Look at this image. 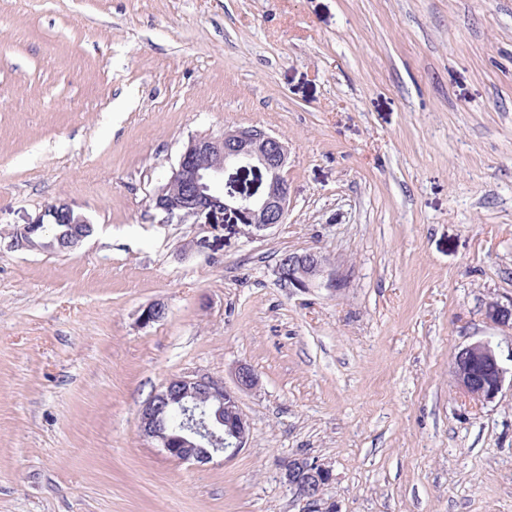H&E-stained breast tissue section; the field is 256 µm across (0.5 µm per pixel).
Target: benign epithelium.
Listing matches in <instances>:
<instances>
[{"instance_id": "benign-epithelium-1", "label": "benign epithelium", "mask_w": 512, "mask_h": 512, "mask_svg": "<svg viewBox=\"0 0 512 512\" xmlns=\"http://www.w3.org/2000/svg\"><path fill=\"white\" fill-rule=\"evenodd\" d=\"M288 144L280 136L257 126L224 127L219 136L189 138L170 176L149 196V207L180 224H221L228 214L236 224L251 227L249 238L261 239L286 223L289 211ZM234 169L252 172L253 186L242 192L224 191V175ZM51 224H86L88 220L65 203L44 212ZM44 221L12 232L11 246L33 250L40 247L38 232ZM277 276L289 289L306 290L323 281L339 291L342 279L330 258L320 250L288 254V269ZM486 318L497 325L512 326V302H491ZM509 373L488 339L475 340L458 350L452 360L455 387L476 403L493 400ZM236 386L252 390L259 384L253 368L240 363ZM142 437L154 441L179 462L206 464L216 456L230 459L246 447L250 423L235 392L209 377L173 376L143 404L138 417ZM284 478L305 502L303 512H330L318 506L321 492L333 480L330 467L306 457H291L282 465Z\"/></svg>"}]
</instances>
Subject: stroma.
<instances>
[{
	"mask_svg": "<svg viewBox=\"0 0 512 512\" xmlns=\"http://www.w3.org/2000/svg\"><path fill=\"white\" fill-rule=\"evenodd\" d=\"M290 148L288 219L252 240L148 198L189 137ZM73 251L10 247L49 205ZM319 249L340 291L282 288ZM512 0H0V512H300L281 464L330 466L333 512H512ZM164 304L145 324L142 311ZM245 448L192 465L140 437L170 377L234 387ZM455 387L475 403L492 401L501 392L512 369L506 368L490 340L478 339L458 350L452 360Z\"/></svg>",
	"mask_w": 512,
	"mask_h": 512,
	"instance_id": "obj_1",
	"label": "stroma"
}]
</instances>
